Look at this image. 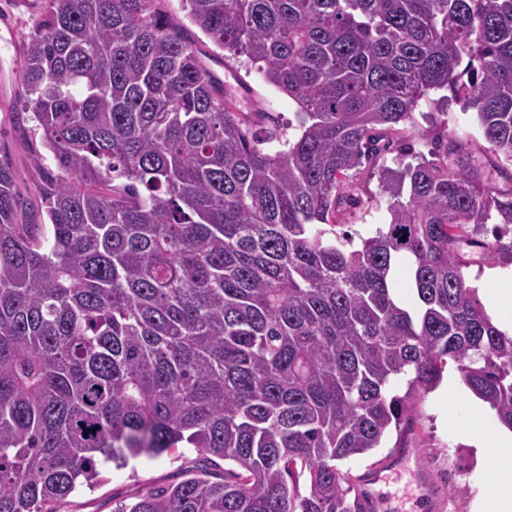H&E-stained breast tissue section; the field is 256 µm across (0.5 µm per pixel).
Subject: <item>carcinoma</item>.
Returning <instances> with one entry per match:
<instances>
[{"instance_id": "obj_1", "label": "carcinoma", "mask_w": 512, "mask_h": 512, "mask_svg": "<svg viewBox=\"0 0 512 512\" xmlns=\"http://www.w3.org/2000/svg\"><path fill=\"white\" fill-rule=\"evenodd\" d=\"M161 2L49 0L27 45L53 164L33 152L47 223L19 224L0 159V512H61L101 463L180 443L199 463L112 512H378L340 463L409 431L448 362L512 430V336L465 275L512 252L483 235L512 189L444 132L380 162L446 89L512 165V0H183L296 101L286 140ZM372 177L390 219L364 238Z\"/></svg>"}]
</instances>
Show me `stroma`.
Returning <instances> with one entry per match:
<instances>
[{
    "label": "stroma",
    "instance_id": "35a3bbf8",
    "mask_svg": "<svg viewBox=\"0 0 512 512\" xmlns=\"http://www.w3.org/2000/svg\"><path fill=\"white\" fill-rule=\"evenodd\" d=\"M46 10L47 0H0V156L12 163L19 221L23 224L46 219L31 173V151L39 146L40 134L24 109L22 81L26 44L38 33ZM188 31L204 66L226 80L231 91L247 88L259 111L272 113L283 126L294 122L297 103L267 83L262 72L242 59L225 65L224 51L207 35L193 25ZM415 121L423 132L439 126L449 136L465 139L484 164L494 169L498 187H512V166L500 165L497 156L485 149L471 111L461 102L444 99L439 90L430 92L421 101ZM471 398L465 388L451 401L437 390L411 396L413 429L401 437L399 447L388 445L344 461L343 470L357 484L370 470L383 468L382 480L367 487L380 512H474L476 499L492 492L495 471L491 464L481 462L475 448L464 440L463 417ZM195 457L188 448L180 457L132 458L122 468L102 464L99 482L79 486L64 512H112L116 502L137 490L172 482L182 461Z\"/></svg>",
    "mask_w": 512,
    "mask_h": 512
}]
</instances>
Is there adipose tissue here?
Returning <instances> with one entry per match:
<instances>
[{
    "label": "adipose tissue",
    "mask_w": 512,
    "mask_h": 512,
    "mask_svg": "<svg viewBox=\"0 0 512 512\" xmlns=\"http://www.w3.org/2000/svg\"><path fill=\"white\" fill-rule=\"evenodd\" d=\"M489 407L478 402L471 405L465 422L467 440L480 456L489 458L496 466V490L487 498H479L475 512H512V431H498L487 437L482 430L483 416Z\"/></svg>",
    "instance_id": "obj_1"
}]
</instances>
